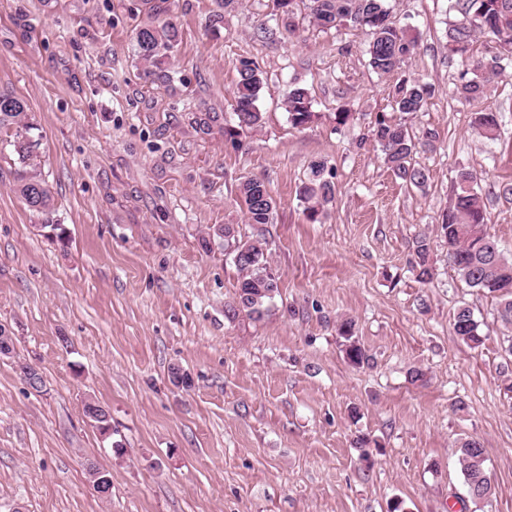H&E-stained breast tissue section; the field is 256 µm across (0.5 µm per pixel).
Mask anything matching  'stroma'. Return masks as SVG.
I'll return each instance as SVG.
<instances>
[{"mask_svg": "<svg viewBox=\"0 0 512 512\" xmlns=\"http://www.w3.org/2000/svg\"><path fill=\"white\" fill-rule=\"evenodd\" d=\"M390 4L419 35L394 76L369 67L365 31L316 27L302 2L292 38L275 0H239L217 25L215 0H0V92L26 100L54 199L47 217L25 206L0 142V325L15 336L0 357V512H388L397 499L406 512H512V330L497 299L456 276L440 230L469 168L512 257V68L482 103L503 117L484 140L452 93L462 65L446 46L448 0ZM157 17L182 36L155 67L134 45ZM244 59L267 88L262 126L236 149L224 128ZM401 77L434 88L406 118L424 143L422 187L394 177L371 135ZM295 85L312 97L302 129L285 107ZM317 160L336 195L312 222L296 189ZM250 177L276 201L272 223L246 221L237 185ZM227 224L268 243L279 292L262 317L225 314L240 281ZM420 235L427 284L410 265ZM462 305L479 349L452 333ZM345 318L367 365L344 356ZM174 366L190 387L170 383ZM88 399L110 408L120 450L86 421ZM466 439L484 448L490 501L465 492ZM90 460L109 470L110 497L94 492ZM414 264L413 270L419 282H428L433 275L430 263L431 244L426 236H419L413 242Z\"/></svg>", "mask_w": 512, "mask_h": 512, "instance_id": "obj_1", "label": "stroma"}]
</instances>
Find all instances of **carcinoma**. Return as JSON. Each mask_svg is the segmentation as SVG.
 I'll return each mask as SVG.
<instances>
[{
	"instance_id": "1",
	"label": "carcinoma",
	"mask_w": 512,
	"mask_h": 512,
	"mask_svg": "<svg viewBox=\"0 0 512 512\" xmlns=\"http://www.w3.org/2000/svg\"><path fill=\"white\" fill-rule=\"evenodd\" d=\"M295 0H277L280 17L288 34H295L292 21ZM311 22L321 27L350 24L366 31L371 39L366 49L368 66L383 76L399 69L415 47L418 37L410 28L401 26L392 17L389 0H308ZM495 39L500 50L475 49L477 36ZM180 31L176 22L166 18L154 25L141 27L136 32V50L141 59L161 65L178 44ZM448 54L461 59L463 70L454 86L457 98L477 105L501 76L506 60L512 55V0H448ZM266 79L261 68L252 61H243L233 91L235 125L224 128V135L234 145H241L238 137L245 130L262 125L263 113L259 102L265 92ZM432 89L419 82H402L395 88L394 111L413 115L425 110ZM288 117L296 128H302L313 117L312 99L307 88L295 86L288 91ZM473 128L486 140L499 135L498 113L482 109L473 113ZM33 124L28 116V104L12 94L0 93V132L10 133V143L18 156L22 169L17 171L16 193L27 207L41 215L53 208V197L40 175L27 169L37 157L39 139L31 135ZM372 135L379 146L384 163L393 175L415 186L425 184L428 175L413 163L418 143L405 123L391 115L376 116ZM336 186L334 173L321 161L310 167L308 177L297 187V197L304 205L309 220L315 221L326 206L334 200ZM238 197L245 210L248 223L270 224L274 219L276 203L265 182L247 178L238 186ZM441 231L448 242L452 267L460 280L480 292L498 299V315L504 325H512V259L505 257L497 243L487 232L486 204L480 178L472 170L460 167L453 181L452 202L443 214ZM225 247L236 256L234 264L242 274L233 303L225 312L236 317L244 312L259 317L279 293L278 278L268 265L266 242L259 239L242 241L231 224L224 225ZM416 278L428 282L433 275L430 263L431 244L427 237L419 236L413 242ZM451 326L454 336L463 344L478 348L484 343L479 322L467 306L453 313ZM344 339L343 352L354 366L369 361L365 348L354 336V322L345 320L339 325ZM86 415L107 439L112 438V415L92 413L90 405L83 407ZM486 459L479 441L466 439L461 443L459 464L469 497L475 502L488 500L493 495L491 481L485 465Z\"/></svg>"
}]
</instances>
